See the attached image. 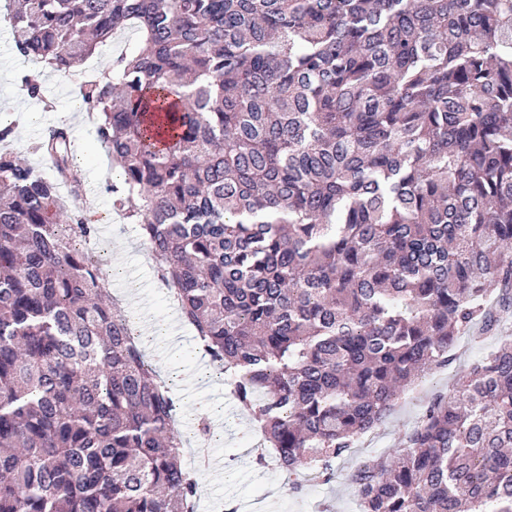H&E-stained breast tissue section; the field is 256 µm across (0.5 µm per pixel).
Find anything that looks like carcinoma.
<instances>
[{
	"mask_svg": "<svg viewBox=\"0 0 512 512\" xmlns=\"http://www.w3.org/2000/svg\"><path fill=\"white\" fill-rule=\"evenodd\" d=\"M182 318L281 469L333 462L512 314V0H22ZM0 149V512H195L179 402L61 207L68 133ZM360 512H512V338L349 475ZM119 40H123L124 46L128 47L127 50H130L138 42L139 35L134 27H127L125 29L117 31L113 35L112 41L109 42L106 46L100 48V50L91 59H89L86 65L83 66L81 69L87 70L88 66L93 65L95 67V72L112 73V70L109 69V64L110 62H112V59L115 56V50H113L112 53L108 54H106V50L111 44H114Z\"/></svg>",
	"mask_w": 512,
	"mask_h": 512,
	"instance_id": "carcinoma-1",
	"label": "carcinoma"
}]
</instances>
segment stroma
I'll return each instance as SVG.
<instances>
[{
	"instance_id": "35a3bbf8",
	"label": "stroma",
	"mask_w": 512,
	"mask_h": 512,
	"mask_svg": "<svg viewBox=\"0 0 512 512\" xmlns=\"http://www.w3.org/2000/svg\"><path fill=\"white\" fill-rule=\"evenodd\" d=\"M34 73L41 76L40 97L21 95V79ZM73 90L72 83L51 68L20 57L10 23H0V116L10 120L18 131L12 149L33 167L44 169L35 143L58 125L61 114H70L68 129L77 162L84 178L97 183L93 207L99 224L96 234L83 242V249L98 263L111 299L134 319L150 362L164 378L174 380L181 405L177 427L184 438H191L200 410L213 406L224 410V438L212 448L222 461V470L215 475L199 469L197 512H216L217 505L228 500L239 504V512H359L348 474L361 462L403 447L432 397L448 390L458 375L486 355L494 346L493 340H479L480 329L476 326L460 334L446 370L426 376L421 388L406 393L372 433L337 459L334 480L324 483L309 478L299 492H291L286 473L256 465L255 459L264 447L261 439L250 436V413L238 404L212 365L205 363L196 349L193 330L183 321L179 309L168 303L138 225L120 217L114 209L112 186L118 181V172L96 134L90 132L91 122L78 108Z\"/></svg>"
}]
</instances>
